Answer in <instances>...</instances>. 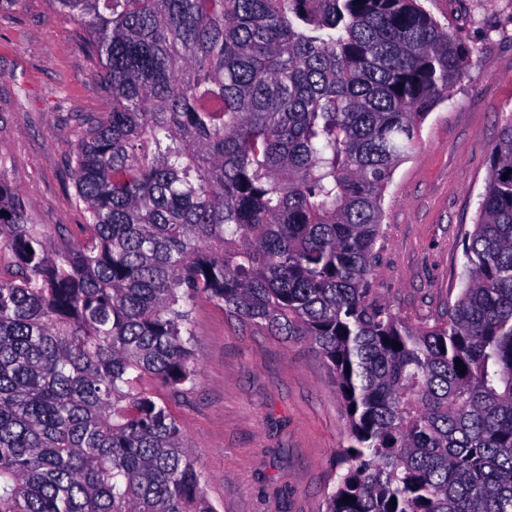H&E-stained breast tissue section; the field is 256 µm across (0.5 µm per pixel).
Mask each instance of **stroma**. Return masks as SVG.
<instances>
[{"label": "stroma", "instance_id": "stroma-1", "mask_svg": "<svg viewBox=\"0 0 512 512\" xmlns=\"http://www.w3.org/2000/svg\"><path fill=\"white\" fill-rule=\"evenodd\" d=\"M472 54L448 101L421 126L383 202L374 289L411 323L445 318L458 293L491 148L512 120V0H421ZM85 32L52 0L0 12V156L34 224L57 247L79 243L86 216L68 165L79 125L109 104ZM200 377L181 392L145 379L184 427L216 512H326L343 401L322 356L198 301Z\"/></svg>", "mask_w": 512, "mask_h": 512}]
</instances>
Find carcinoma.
<instances>
[{
    "label": "carcinoma",
    "instance_id": "1",
    "mask_svg": "<svg viewBox=\"0 0 512 512\" xmlns=\"http://www.w3.org/2000/svg\"><path fill=\"white\" fill-rule=\"evenodd\" d=\"M53 3L112 107L69 158L77 247L0 159V512H216L143 386L198 379L200 299L326 361L348 422L327 512H512V122L447 316L373 291L385 191L470 48L420 0Z\"/></svg>",
    "mask_w": 512,
    "mask_h": 512
}]
</instances>
